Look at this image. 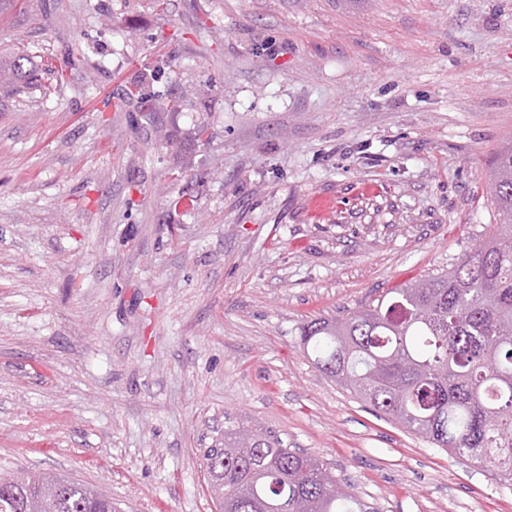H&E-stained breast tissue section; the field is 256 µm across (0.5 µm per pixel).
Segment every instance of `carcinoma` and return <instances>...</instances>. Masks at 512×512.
<instances>
[{
    "label": "carcinoma",
    "instance_id": "cac0c4a2",
    "mask_svg": "<svg viewBox=\"0 0 512 512\" xmlns=\"http://www.w3.org/2000/svg\"><path fill=\"white\" fill-rule=\"evenodd\" d=\"M28 54L0 63V85L24 77ZM49 56L44 70L65 82L85 63ZM493 233L447 271L390 288L370 305L304 328L302 344L319 371L375 411L451 453L495 467L512 482V140L490 163ZM205 454L211 491L222 512H373L324 464L272 438ZM0 512H118L112 499L68 477L30 471L0 474Z\"/></svg>",
    "mask_w": 512,
    "mask_h": 512
}]
</instances>
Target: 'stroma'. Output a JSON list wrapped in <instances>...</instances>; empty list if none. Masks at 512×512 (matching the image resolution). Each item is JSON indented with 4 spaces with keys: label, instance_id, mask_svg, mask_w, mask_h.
I'll list each match as a JSON object with an SVG mask.
<instances>
[{
    "label": "stroma",
    "instance_id": "35a3bbf8",
    "mask_svg": "<svg viewBox=\"0 0 512 512\" xmlns=\"http://www.w3.org/2000/svg\"><path fill=\"white\" fill-rule=\"evenodd\" d=\"M78 43L55 84L40 55ZM22 46L34 79L0 88L1 472L219 512L204 454L243 427L375 512H512V483L300 343L491 233L512 0H6L0 60ZM145 74L150 117L126 95ZM86 57L85 53L79 49L76 51L72 50L66 60V66L63 68L57 67L54 63V58L52 56H49L46 58V60L43 63L44 70L46 72H50L55 74L56 82L58 83H64L65 82V74L64 72H67L68 70H73L76 68H79L85 63Z\"/></svg>",
    "mask_w": 512,
    "mask_h": 512
}]
</instances>
